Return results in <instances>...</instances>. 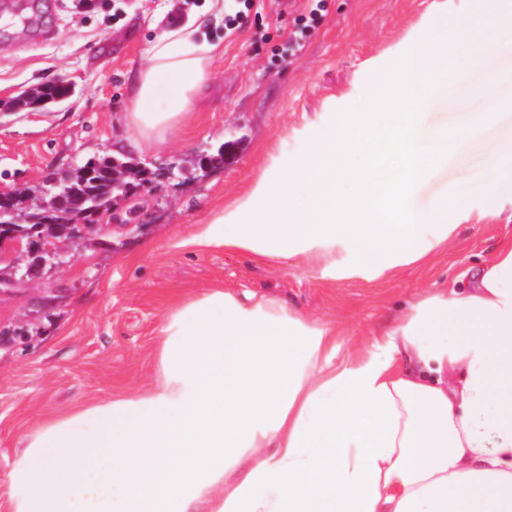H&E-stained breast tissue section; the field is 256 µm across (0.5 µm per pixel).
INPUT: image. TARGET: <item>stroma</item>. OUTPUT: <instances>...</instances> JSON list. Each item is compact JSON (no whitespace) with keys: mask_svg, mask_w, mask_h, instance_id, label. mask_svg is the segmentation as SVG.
Returning a JSON list of instances; mask_svg holds the SVG:
<instances>
[{"mask_svg":"<svg viewBox=\"0 0 512 512\" xmlns=\"http://www.w3.org/2000/svg\"><path fill=\"white\" fill-rule=\"evenodd\" d=\"M0 22V92L66 77L71 103L37 112H0V186H38L68 161L111 155L123 134L128 77L146 62L144 50L164 28L188 22L208 0H53L50 38L28 27L26 0ZM260 24L228 30L211 16L201 37L218 45L214 80L194 113L165 145L131 154L139 166L181 168L178 179L138 190L104 216L106 231L72 244L60 268L0 292V512H11L8 476L29 438L51 412L73 413L148 387L160 372V327L171 293L183 301L223 289L240 299L265 297L329 324L337 360L363 351L424 288H445L488 264L512 242V200L493 197L488 160L512 132V111L472 129L486 111L490 72L512 70V29L485 24L490 0H326L318 29L300 37L296 18L308 0H253ZM484 48L458 67L461 86L434 95L425 85L412 97L422 112L418 136L431 149L440 128L467 136L419 188L426 207L446 194L470 209V221L449 212L458 234L421 261L366 282L332 280L316 262L253 259L221 247L201 249L192 238L202 224L233 205L266 172L271 157L292 158L327 133L329 112H379L370 95L372 70L387 67L423 43L433 17ZM300 45L288 62H273L288 38ZM237 141L223 166L201 171V154ZM118 230H110V223Z\"/></svg>","mask_w":512,"mask_h":512,"instance_id":"35a3bbf8","label":"stroma"}]
</instances>
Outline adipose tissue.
Returning <instances> with one entry per match:
<instances>
[{"instance_id":"obj_1","label":"adipose tissue","mask_w":512,"mask_h":512,"mask_svg":"<svg viewBox=\"0 0 512 512\" xmlns=\"http://www.w3.org/2000/svg\"><path fill=\"white\" fill-rule=\"evenodd\" d=\"M432 26L437 41L397 63L403 86L448 84L434 60L463 46ZM197 28L161 30L132 73L136 147L165 142L206 87L217 48ZM417 120L328 113L330 137L273 159L197 243L314 258L333 280L420 261L457 233L448 212L463 205L419 207L418 188L464 142L440 129L427 158ZM160 333L154 384L46 417L9 475L11 512H512V244L468 292L424 290L338 364L328 325L268 298L175 301Z\"/></svg>"}]
</instances>
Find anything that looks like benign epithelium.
Wrapping results in <instances>:
<instances>
[{"mask_svg":"<svg viewBox=\"0 0 512 512\" xmlns=\"http://www.w3.org/2000/svg\"><path fill=\"white\" fill-rule=\"evenodd\" d=\"M85 203L84 197L55 193L34 205L18 191L0 187V288L26 283L45 269L59 267L69 242L105 228L103 224H80L74 230L70 224H49L39 227V234L32 231L24 236L15 231V225L23 223L27 210L35 206L49 214L62 205L83 211Z\"/></svg>","mask_w":512,"mask_h":512,"instance_id":"7a95c632","label":"benign epithelium"}]
</instances>
